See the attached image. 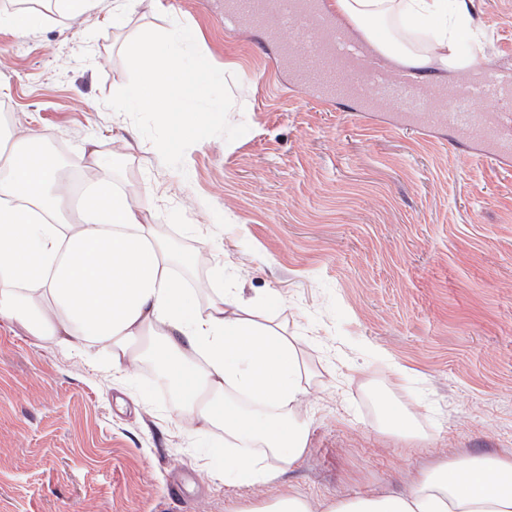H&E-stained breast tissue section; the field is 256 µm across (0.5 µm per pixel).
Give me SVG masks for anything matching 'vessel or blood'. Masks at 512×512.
<instances>
[{
	"label": "vessel or blood",
	"instance_id": "vessel-or-blood-1",
	"mask_svg": "<svg viewBox=\"0 0 512 512\" xmlns=\"http://www.w3.org/2000/svg\"><path fill=\"white\" fill-rule=\"evenodd\" d=\"M224 19L273 34L290 25L307 32L308 38L301 46L280 40L279 56L301 83L328 96L354 99L371 94L391 103L412 121L455 126L472 141L512 148V111H501L492 122L469 109L480 99H501L497 84L484 81L451 96L438 84L424 82L410 73L390 76L376 61L356 56L347 31L335 28L321 0H224ZM446 96L452 97L454 110L436 111V101Z\"/></svg>",
	"mask_w": 512,
	"mask_h": 512
}]
</instances>
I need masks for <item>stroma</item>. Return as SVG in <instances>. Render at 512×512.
Here are the masks:
<instances>
[{"label": "stroma", "mask_w": 512, "mask_h": 512, "mask_svg": "<svg viewBox=\"0 0 512 512\" xmlns=\"http://www.w3.org/2000/svg\"><path fill=\"white\" fill-rule=\"evenodd\" d=\"M474 63L512 77V0H474ZM186 25L227 73L231 123L191 146L184 171L105 101L129 81L125 45ZM62 158L98 144L99 174L146 220L205 257L201 299L241 289L303 341L309 445L275 483L213 479L221 431L184 434L179 400L150 361L122 376L0 327V512H236L291 493L313 500L400 489L423 467L512 456V152L446 126H404L378 100L323 101L283 66L266 32L225 23L216 0H133L27 33L0 28V105ZM223 268V280L212 276ZM402 378L389 386L390 367ZM423 440L380 427L383 403Z\"/></svg>", "instance_id": "obj_1"}]
</instances>
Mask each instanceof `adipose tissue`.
Returning <instances> with one entry per match:
<instances>
[{"instance_id": "obj_1", "label": "adipose tissue", "mask_w": 512, "mask_h": 512, "mask_svg": "<svg viewBox=\"0 0 512 512\" xmlns=\"http://www.w3.org/2000/svg\"><path fill=\"white\" fill-rule=\"evenodd\" d=\"M101 0H32L0 6V26L26 32L71 21ZM328 9L359 37L365 52L393 65L474 70L465 50L473 0H328ZM32 138L0 125V325L34 343L69 349L101 344L121 372L152 359L182 400L175 424L187 432L224 428L225 456L208 453L217 478L242 486L274 482L305 456L308 424L299 337L234 290L201 304L183 272L200 253L173 250L142 203L103 177L75 194L58 180L57 161L36 164ZM508 457H467L423 469L407 487L312 503L275 495L243 512H512Z\"/></svg>"}]
</instances>
